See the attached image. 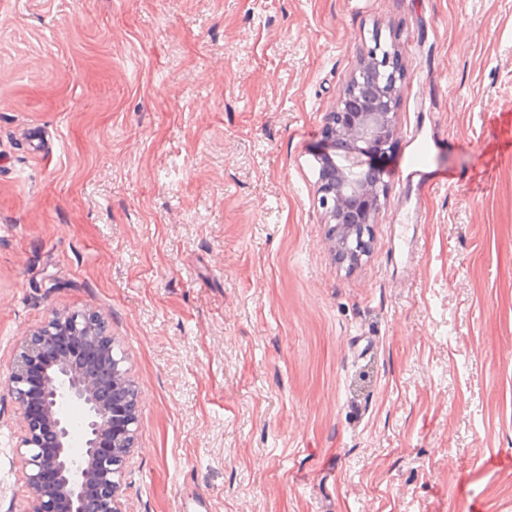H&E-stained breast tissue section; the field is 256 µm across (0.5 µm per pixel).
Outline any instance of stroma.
I'll list each match as a JSON object with an SVG mask.
<instances>
[{
  "instance_id": "1",
  "label": "stroma",
  "mask_w": 512,
  "mask_h": 512,
  "mask_svg": "<svg viewBox=\"0 0 512 512\" xmlns=\"http://www.w3.org/2000/svg\"><path fill=\"white\" fill-rule=\"evenodd\" d=\"M378 41L403 80L351 266L314 151ZM508 109L512 0H0V379L102 314L124 512H512V152L474 185ZM20 436L0 390V512Z\"/></svg>"
}]
</instances>
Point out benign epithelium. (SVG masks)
<instances>
[{
	"label": "benign epithelium",
	"mask_w": 512,
	"mask_h": 512,
	"mask_svg": "<svg viewBox=\"0 0 512 512\" xmlns=\"http://www.w3.org/2000/svg\"><path fill=\"white\" fill-rule=\"evenodd\" d=\"M401 81L396 49L375 45L329 113L315 152L318 203L339 257L353 264L369 253L367 227L386 196L381 163L396 134ZM4 387L19 410L15 451L27 470L30 512H123L140 396L104 318L72 311L25 336Z\"/></svg>",
	"instance_id": "benign-epithelium-1"
}]
</instances>
